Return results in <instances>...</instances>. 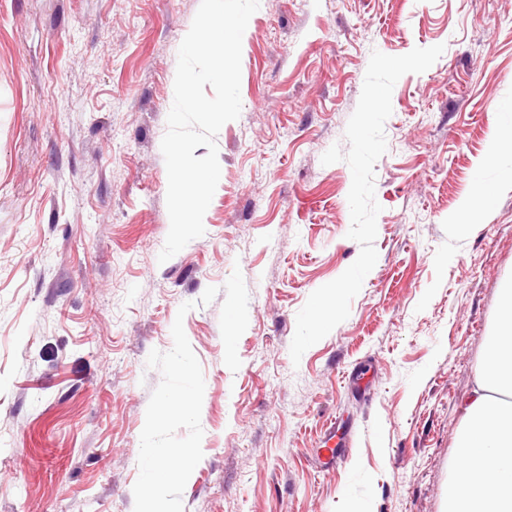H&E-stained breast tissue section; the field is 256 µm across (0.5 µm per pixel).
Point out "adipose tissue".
<instances>
[{
	"mask_svg": "<svg viewBox=\"0 0 512 512\" xmlns=\"http://www.w3.org/2000/svg\"><path fill=\"white\" fill-rule=\"evenodd\" d=\"M456 446L462 465L448 485V512H512V282L502 289Z\"/></svg>",
	"mask_w": 512,
	"mask_h": 512,
	"instance_id": "adipose-tissue-1",
	"label": "adipose tissue"
}]
</instances>
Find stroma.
<instances>
[{"label":"stroma","instance_id":"35a3bbf8","mask_svg":"<svg viewBox=\"0 0 512 512\" xmlns=\"http://www.w3.org/2000/svg\"><path fill=\"white\" fill-rule=\"evenodd\" d=\"M199 6L0 0V512H139L150 446L170 451L175 512H445L512 279V183L488 161L512 107V0H260L205 233L162 263L161 141ZM438 44L392 92L377 262L293 362L299 310L360 253L351 170L321 157L348 146L373 51ZM479 177L496 192L465 231ZM187 392L197 415L147 429Z\"/></svg>","mask_w":512,"mask_h":512}]
</instances>
